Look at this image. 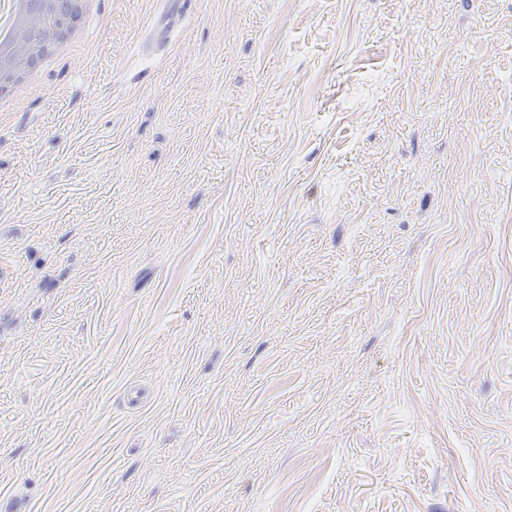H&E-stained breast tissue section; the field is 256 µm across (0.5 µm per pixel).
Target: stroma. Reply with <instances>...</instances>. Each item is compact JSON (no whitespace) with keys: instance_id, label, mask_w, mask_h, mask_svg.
<instances>
[{"instance_id":"obj_1","label":"stroma","mask_w":512,"mask_h":512,"mask_svg":"<svg viewBox=\"0 0 512 512\" xmlns=\"http://www.w3.org/2000/svg\"><path fill=\"white\" fill-rule=\"evenodd\" d=\"M169 8L0 112V512H512V0Z\"/></svg>"}]
</instances>
